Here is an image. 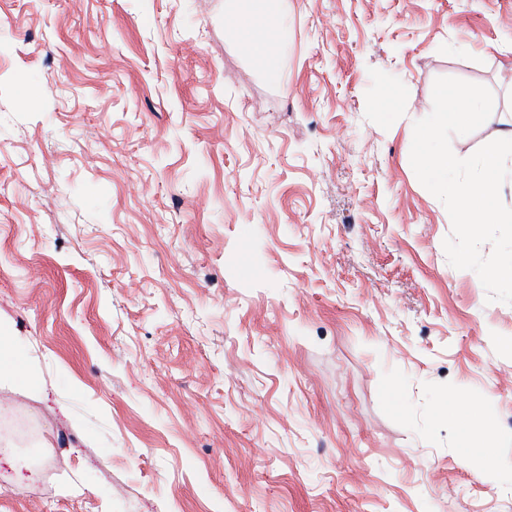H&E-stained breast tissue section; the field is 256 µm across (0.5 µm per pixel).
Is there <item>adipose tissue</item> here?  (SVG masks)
Instances as JSON below:
<instances>
[{
  "label": "adipose tissue",
  "mask_w": 512,
  "mask_h": 512,
  "mask_svg": "<svg viewBox=\"0 0 512 512\" xmlns=\"http://www.w3.org/2000/svg\"><path fill=\"white\" fill-rule=\"evenodd\" d=\"M286 0H224V22L233 36L261 60L269 79L280 76L275 48L288 40L286 23H272L283 13Z\"/></svg>",
  "instance_id": "ef3b65f1"
}]
</instances>
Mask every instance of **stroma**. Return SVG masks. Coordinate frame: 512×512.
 <instances>
[{
	"label": "stroma",
	"mask_w": 512,
	"mask_h": 512,
	"mask_svg": "<svg viewBox=\"0 0 512 512\" xmlns=\"http://www.w3.org/2000/svg\"><path fill=\"white\" fill-rule=\"evenodd\" d=\"M0 512H512V305L418 180L436 78L512 127V0H0ZM287 4L285 0L224 1L225 25L261 60L271 80L280 77L275 48L288 41V25L281 20L278 24H271L269 19L273 15L281 16ZM4 337L5 336H1L0 338V385L2 381H9L20 375H24L26 377V383L22 386L23 390L30 395L37 394L40 387L39 383L36 381V368H33L29 364H25L23 367L18 368L17 365L13 364L6 358L2 359V352L10 342L8 339H4ZM448 420H459L464 434L480 433L491 439L496 433L495 418L481 408H465L456 402H448V406L441 409Z\"/></svg>",
	"instance_id": "stroma-1"
}]
</instances>
